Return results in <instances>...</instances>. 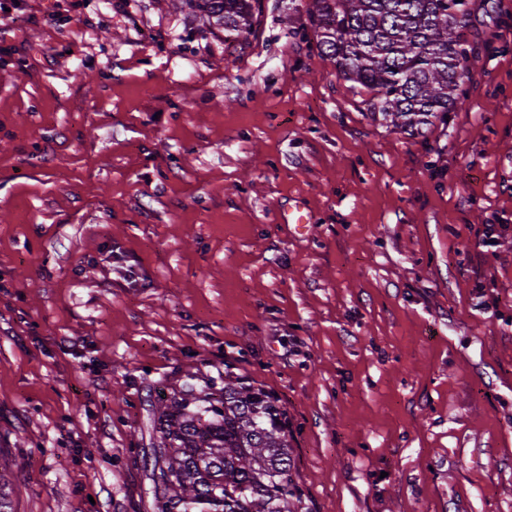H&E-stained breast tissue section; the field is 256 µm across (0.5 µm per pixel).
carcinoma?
<instances>
[{
	"mask_svg": "<svg viewBox=\"0 0 512 512\" xmlns=\"http://www.w3.org/2000/svg\"><path fill=\"white\" fill-rule=\"evenodd\" d=\"M203 22L224 26V41L255 32L259 0H179ZM321 58L364 97L370 115L410 137L463 107V62L472 0H308ZM203 382L197 386L194 381ZM278 397L238 377L190 375L160 392L152 420L150 512H303ZM0 512H16L13 482L0 462Z\"/></svg>",
	"mask_w": 512,
	"mask_h": 512,
	"instance_id": "1",
	"label": "carcinoma"
}]
</instances>
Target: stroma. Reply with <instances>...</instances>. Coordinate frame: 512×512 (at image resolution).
I'll return each instance as SVG.
<instances>
[{"instance_id":"stroma-1","label":"stroma","mask_w":512,"mask_h":512,"mask_svg":"<svg viewBox=\"0 0 512 512\" xmlns=\"http://www.w3.org/2000/svg\"><path fill=\"white\" fill-rule=\"evenodd\" d=\"M306 4L231 44L177 0H0L16 512H143L152 402L228 362L287 409L309 512H512V0H474L490 46L424 140Z\"/></svg>"}]
</instances>
